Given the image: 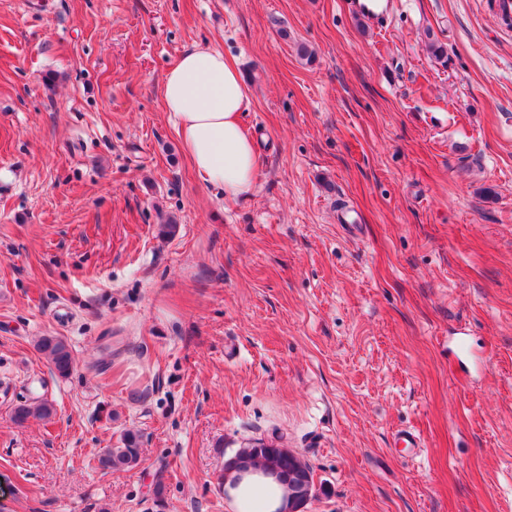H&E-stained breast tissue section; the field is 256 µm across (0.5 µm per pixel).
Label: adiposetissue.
I'll return each mask as SVG.
<instances>
[{
	"label": "adipose tissue",
	"instance_id": "obj_1",
	"mask_svg": "<svg viewBox=\"0 0 512 512\" xmlns=\"http://www.w3.org/2000/svg\"><path fill=\"white\" fill-rule=\"evenodd\" d=\"M161 99L199 181L226 200L249 198L259 164L243 121L252 102L237 64L207 46L185 49L163 78ZM226 491L233 512H279L285 503L282 488L264 476H246Z\"/></svg>",
	"mask_w": 512,
	"mask_h": 512
}]
</instances>
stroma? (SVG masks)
<instances>
[{
    "mask_svg": "<svg viewBox=\"0 0 512 512\" xmlns=\"http://www.w3.org/2000/svg\"><path fill=\"white\" fill-rule=\"evenodd\" d=\"M195 45L246 78L244 200L162 106ZM127 433L139 464L102 468ZM274 438L304 512H512V16L0 0V512H231L225 460ZM37 349L53 364L60 376H67L72 368V356L67 343L58 336H44ZM52 406L47 400H41L32 404H20L14 407L12 418L17 424L25 423L31 416L49 417L52 414ZM283 464L287 469L292 471L299 478L297 485H289L288 483H284L288 488L287 491H304V483L300 477L307 478L308 475L313 477V470L310 464H308L297 453L289 448H287L285 454L283 455Z\"/></svg>",
    "mask_w": 512,
    "mask_h": 512,
    "instance_id": "1",
    "label": "stroma"
}]
</instances>
